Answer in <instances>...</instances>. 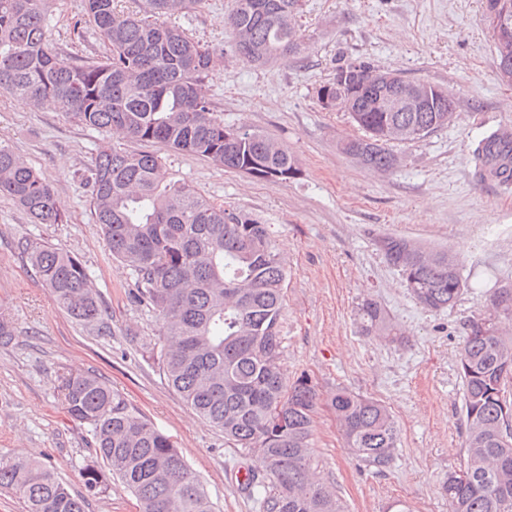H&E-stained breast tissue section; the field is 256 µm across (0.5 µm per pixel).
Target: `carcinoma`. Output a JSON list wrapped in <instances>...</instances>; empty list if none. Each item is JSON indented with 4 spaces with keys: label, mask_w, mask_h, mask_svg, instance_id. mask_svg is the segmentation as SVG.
Masks as SVG:
<instances>
[{
    "label": "carcinoma",
    "mask_w": 512,
    "mask_h": 512,
    "mask_svg": "<svg viewBox=\"0 0 512 512\" xmlns=\"http://www.w3.org/2000/svg\"><path fill=\"white\" fill-rule=\"evenodd\" d=\"M119 0H84L82 24L107 45L99 58L74 61L50 43L49 0H0V94L34 107L55 102L78 125L117 131L143 144H161L215 166L260 180L288 182L300 169L288 148L260 132L224 124L208 93L217 53L168 19L202 0H145L139 17ZM300 0H232L224 18L235 53L268 64L305 49L296 28ZM329 112H348L360 136L338 140L355 163L386 173L401 158L391 145L420 140L455 122L451 112H384L375 101L349 111L337 80L319 87ZM504 134L487 131L472 151L479 175L497 160ZM95 223L112 257L131 271L136 298L161 322L156 357L168 384L224 440L258 455L263 475L248 486L262 512H344L338 496L317 482L311 436L319 394L311 377L288 382L282 366V312L287 269L268 225L251 214L211 203L187 184L168 180L161 157L128 152L104 141L88 178ZM0 196L36 224H65L68 215L46 179L0 142ZM382 251L422 308L440 312L466 282L454 255L407 238L385 236ZM31 264L57 304L89 328L108 324L89 273L72 253L25 243ZM361 332L401 344L406 331L366 297L356 310ZM512 283L495 289L486 315L463 340L459 374L466 424V464L442 489L448 512H512ZM67 414L91 436L79 468L84 492H73L41 460L0 455V488L22 512H85L90 497L106 496L117 480L139 512H214L199 474L172 438L136 414L117 391L91 373L63 376ZM327 405L348 452L379 471L400 443L394 416L380 401L338 387Z\"/></svg>",
    "instance_id": "1"
}]
</instances>
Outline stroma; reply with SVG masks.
<instances>
[{"label":"stroma","instance_id":"stroma-1","mask_svg":"<svg viewBox=\"0 0 512 512\" xmlns=\"http://www.w3.org/2000/svg\"><path fill=\"white\" fill-rule=\"evenodd\" d=\"M84 0H53L51 42L71 59L100 54L92 27L74 34ZM231 0H205L176 25L223 54L209 77L211 100L226 124L258 130L287 146L301 175L273 183L184 152L159 148L170 179L192 184L210 202L270 225L288 270L281 364L288 379L308 374L321 397L342 386L391 410L400 445L384 472L348 453L328 407L311 437L318 476L347 512H448L441 485L465 462L458 359L469 324L491 291L512 282V189L481 181L470 147L485 130L512 126V86L497 77L482 0H302L297 25L307 48L267 66L245 61L224 28ZM363 61L408 79L448 88L458 121L398 146L390 173L341 154L355 129L341 112L322 109L317 91L338 67ZM101 135L69 121L54 105L39 108L0 95V141L52 184L65 224H34L0 196V320L13 329L0 345V454L40 456L73 491L88 454L86 426L68 416L57 385L83 372L100 377L172 437L199 474L216 512H260L239 487L238 468L257 456L224 440L168 384L151 348L159 321L133 296L130 272L113 260L89 206L87 177ZM404 237L453 253L467 286L453 308L430 312L407 294L377 246ZM46 242L77 256L109 315L108 331L71 319L37 278L23 241ZM376 299L406 329L393 346L362 335L361 299Z\"/></svg>","mask_w":512,"mask_h":512}]
</instances>
